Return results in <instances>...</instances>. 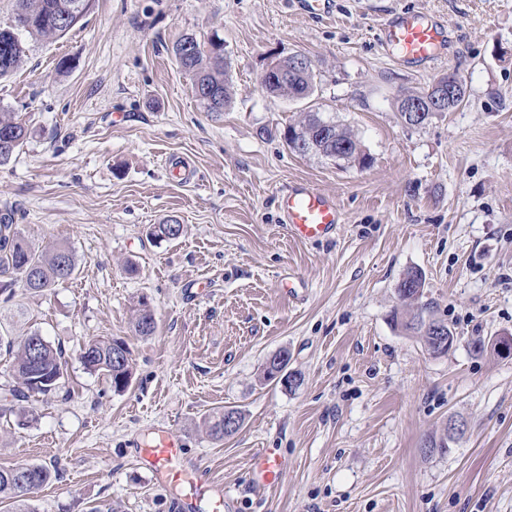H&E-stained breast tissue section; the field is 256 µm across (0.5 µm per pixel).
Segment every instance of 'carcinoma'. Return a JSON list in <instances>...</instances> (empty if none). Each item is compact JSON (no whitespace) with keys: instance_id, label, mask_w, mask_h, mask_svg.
I'll list each match as a JSON object with an SVG mask.
<instances>
[{"instance_id":"1","label":"carcinoma","mask_w":512,"mask_h":512,"mask_svg":"<svg viewBox=\"0 0 512 512\" xmlns=\"http://www.w3.org/2000/svg\"><path fill=\"white\" fill-rule=\"evenodd\" d=\"M92 0H16L15 15L12 23L0 26V78L13 73L26 56V45L21 33L39 40H52L63 37L77 25L91 7ZM178 65L193 74L194 85L201 87L199 101L209 112H222L230 102L227 71L224 56L214 55L211 50L201 47L200 42L187 35L173 47ZM315 76L311 69L288 71L283 79L277 81L276 93H286L293 100L310 97L314 92ZM321 116L308 112L297 123L290 124L285 133H300L306 142H315V147L307 154L323 157L342 154L347 163L364 165L368 156L364 153L360 141L353 132L336 121L332 124V140L320 138L317 130ZM6 132L10 139L0 144V165L7 163L15 151L24 143L28 129L12 112L0 113V133ZM78 263L74 253L58 247L49 253L32 247L28 237L19 225L13 223L9 214L0 216V296L8 303L15 298V286L22 283L23 288L31 293H41L55 288L75 275ZM392 321L406 332L420 336L431 353L438 350L437 343L424 331L426 322L436 323L443 328L448 324L436 318L427 305L423 304L412 310L398 307L392 311ZM135 331L140 336H152L156 331L153 311L146 302L140 303L135 318ZM6 347L13 355L11 371L14 383L4 389V397L9 399V410H15V403L32 395H49L56 391V384L46 388H33L29 385L30 367L33 357H38L39 366L45 371L57 374L62 371L64 353L61 348L47 342L38 332L24 336L0 335V347ZM440 352L446 354L448 349ZM78 355L81 363L90 372L105 375L112 388L121 392L131 380L133 372L132 351L128 344L110 336L88 340L79 346ZM232 414L237 424H242V416L235 409H226L214 413L207 420L209 435L215 440L234 433L224 426V416ZM34 481L20 483L15 468L0 469V502L12 505L13 512H31L32 494L49 483L55 473L49 468L33 464Z\"/></svg>"}]
</instances>
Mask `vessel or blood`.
Returning <instances> with one entry per match:
<instances>
[{
    "label": "vessel or blood",
    "instance_id": "1",
    "mask_svg": "<svg viewBox=\"0 0 512 512\" xmlns=\"http://www.w3.org/2000/svg\"><path fill=\"white\" fill-rule=\"evenodd\" d=\"M451 43L450 32L441 17L411 11L387 14L382 28V47L401 65L425 70ZM279 208L289 234L311 241L332 235L340 222V211L333 196L307 184L288 187L279 196ZM141 467L163 485L182 490L183 512H197L201 502H208L212 512H229L231 503L221 486L191 468L181 435L168 428L157 429L150 444L138 451Z\"/></svg>",
    "mask_w": 512,
    "mask_h": 512
}]
</instances>
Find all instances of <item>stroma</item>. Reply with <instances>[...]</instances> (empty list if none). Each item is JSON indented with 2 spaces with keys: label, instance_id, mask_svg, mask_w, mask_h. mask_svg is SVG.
<instances>
[{
  "label": "stroma",
  "instance_id": "obj_1",
  "mask_svg": "<svg viewBox=\"0 0 512 512\" xmlns=\"http://www.w3.org/2000/svg\"><path fill=\"white\" fill-rule=\"evenodd\" d=\"M395 9L445 19L449 55L398 65L381 46ZM185 34L224 44L222 114L175 61ZM25 43L0 112L31 136L0 166V214L78 260L66 284L0 302V333L35 330L65 352L55 393L30 397L26 418L0 415V467L57 472L35 512H181L137 458L162 426L231 512H512V356L470 350L512 335V0H93L65 37ZM297 54L312 96L263 90L260 74ZM450 73L465 103L405 124L398 98ZM304 112L353 129L368 164L292 151L283 130ZM296 183L335 197L330 239L289 235L277 197ZM170 218L181 236L155 239ZM414 269L457 338L448 354L391 319ZM143 301L148 338L134 330ZM98 336L133 352L125 391L77 357ZM280 350L290 389L263 378ZM225 408L243 425L216 441L205 421ZM452 416L468 430L445 449ZM263 454L282 462L271 488L252 468Z\"/></svg>",
  "mask_w": 512,
  "mask_h": 512
}]
</instances>
